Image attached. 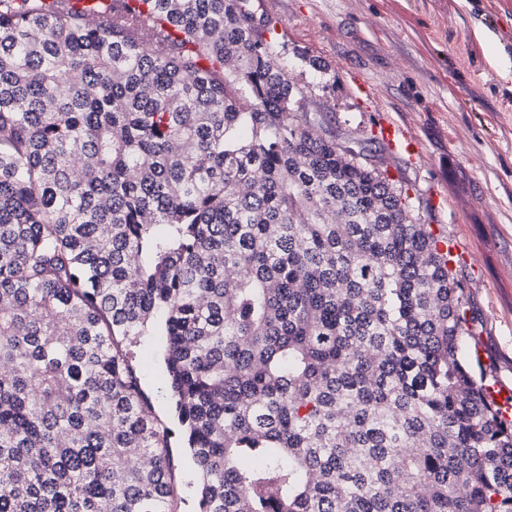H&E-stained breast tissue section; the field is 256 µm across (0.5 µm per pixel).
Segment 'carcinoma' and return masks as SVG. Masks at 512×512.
Returning <instances> with one entry per match:
<instances>
[{"instance_id": "cac0c4a2", "label": "carcinoma", "mask_w": 512, "mask_h": 512, "mask_svg": "<svg viewBox=\"0 0 512 512\" xmlns=\"http://www.w3.org/2000/svg\"><path fill=\"white\" fill-rule=\"evenodd\" d=\"M247 0H0V512H512L448 238ZM127 346L132 363L141 376L144 391L152 401L156 416L173 432L170 456L178 494L177 510L199 512L195 465L167 391L163 336L159 335L158 330H153Z\"/></svg>"}]
</instances>
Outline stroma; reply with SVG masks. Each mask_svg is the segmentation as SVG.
<instances>
[{"label":"stroma","mask_w":512,"mask_h":512,"mask_svg":"<svg viewBox=\"0 0 512 512\" xmlns=\"http://www.w3.org/2000/svg\"><path fill=\"white\" fill-rule=\"evenodd\" d=\"M275 21L280 62L337 141L365 142L408 186L422 223L468 253L452 271L474 342L512 387V0H248ZM390 117L416 156L376 142ZM172 430L178 512H199L197 474L167 391L158 331L128 346Z\"/></svg>","instance_id":"35a3bbf8"}]
</instances>
